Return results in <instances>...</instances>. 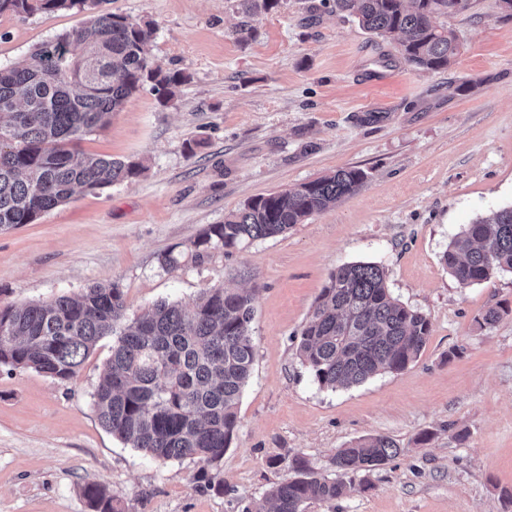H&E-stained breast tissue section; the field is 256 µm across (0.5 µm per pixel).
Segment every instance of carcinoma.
<instances>
[{
    "instance_id": "obj_1",
    "label": "carcinoma",
    "mask_w": 512,
    "mask_h": 512,
    "mask_svg": "<svg viewBox=\"0 0 512 512\" xmlns=\"http://www.w3.org/2000/svg\"><path fill=\"white\" fill-rule=\"evenodd\" d=\"M86 2L0 0V15L67 11ZM322 2L374 36L398 41L409 66L436 71L459 54L454 31L435 18L460 13L468 0ZM151 35L149 25L101 10L25 60L0 68V228L32 224L78 190L140 174L135 161L83 153L76 144L105 128L144 83L166 103L186 81L182 73L151 67ZM365 178L359 168L340 169L250 199L193 241L192 257L202 262L214 250L282 235L357 191ZM443 261L462 285L512 271V207L467 225ZM252 300L250 291L214 286L190 309L161 301L129 320L123 289L112 283L76 298L0 306V367L69 381L110 336L111 355L92 394L101 424L157 460L193 458L213 466L232 441L238 401L253 372ZM430 334L429 318L391 295L384 266L352 262L339 266L317 297L300 332L298 357L319 387L348 388L406 369ZM399 454L388 436L363 438L336 453V477L302 463V477L273 484L243 512H304L309 502L342 497L346 479ZM84 494L99 512H114L103 486L88 485Z\"/></svg>"
}]
</instances>
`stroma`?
Wrapping results in <instances>:
<instances>
[{
  "mask_svg": "<svg viewBox=\"0 0 512 512\" xmlns=\"http://www.w3.org/2000/svg\"><path fill=\"white\" fill-rule=\"evenodd\" d=\"M320 0H91L84 10L0 15V66L100 10L152 23V67L187 80L169 102L130 96L83 151L141 162L128 182L76 193L32 224L0 230V304L118 284L128 316L203 289L253 290L252 377L221 463L160 461L124 445L92 405L111 338L61 382L0 369V512H242L298 463L333 475L339 449L372 435L397 457L306 512H512V272L460 285L442 254L462 228L512 206V17L469 0L445 19L461 53L406 65ZM253 33L240 41L238 30ZM378 113L375 122L367 113ZM357 167L359 189L287 233L195 261L190 245L247 200ZM179 254L167 271L160 257ZM373 262L431 336L405 370L335 391L297 357L300 331L337 267ZM493 327L477 320L491 307Z\"/></svg>",
  "mask_w": 512,
  "mask_h": 512,
  "instance_id": "obj_1",
  "label": "stroma"
}]
</instances>
